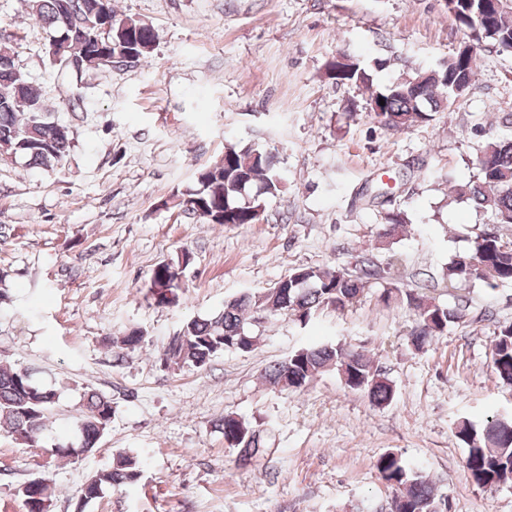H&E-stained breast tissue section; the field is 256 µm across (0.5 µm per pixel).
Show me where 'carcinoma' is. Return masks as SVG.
<instances>
[{"instance_id": "obj_1", "label": "carcinoma", "mask_w": 512, "mask_h": 512, "mask_svg": "<svg viewBox=\"0 0 512 512\" xmlns=\"http://www.w3.org/2000/svg\"><path fill=\"white\" fill-rule=\"evenodd\" d=\"M36 19L50 36L67 43L64 56H74L82 66L103 64L100 56L86 49L84 39L65 36L83 31L100 40L108 52L109 66L128 64L125 49L140 55L153 50L157 35L152 25L119 18L112 0H30ZM455 23L464 29L473 51H454L438 64L416 68L373 86L372 71L386 62L369 61L343 52L325 64V76L337 85L350 84L370 90L366 105L371 121L380 128L408 131L434 120L435 114L452 105L475 82L481 52H512V0H456ZM72 144L69 129L47 121L41 94L17 68L0 67V153L15 155L28 166L54 167L68 156ZM277 157L251 144L224 147V160L202 169L194 186L185 191L186 203L208 224H253L264 202L282 192L285 183L278 171ZM478 176L468 187L476 209L487 214L489 228L476 235L470 250L455 256L443 279L453 288L461 283H482L490 290L512 284V243L498 229L512 225V134L493 135L477 156ZM381 235L393 236L410 223L407 214L389 211L383 216ZM190 252L158 263L147 285L146 299L158 307L180 303L185 285L175 269L189 265ZM380 277L377 266L366 261L355 271L340 268L298 267L286 277L288 286L259 292H243L224 302V308L208 316L184 322L177 341L167 344L161 365L203 367L225 352L247 354L257 348L261 334L255 327L287 318L306 328L319 317L338 316L353 306L372 280ZM380 300L399 302L415 312L414 325L407 331L409 344L417 351L451 324L467 316V302L452 305L432 301L412 290L397 286L383 289ZM145 341V332L131 328L112 339L117 359L133 352ZM492 361L499 380L512 386V323H502L495 332ZM334 370L344 385L366 395L382 407L394 397L393 385L374 368L365 353L346 341H327L297 347L283 360L265 370L268 382L282 390L306 387L319 373ZM57 392L37 383L26 368L0 366V431L32 452L46 448V431ZM112 398L95 390L82 394L77 417V442L56 443L51 455L75 458L96 450L112 422ZM224 440L236 451L237 465L245 467L266 452L267 429L233 415L220 420ZM456 433L467 446L465 468L480 487L512 483V415L496 414L477 430L467 420L457 422ZM381 478L395 489L394 512H448V498L435 485L408 468L402 458L387 452L376 463ZM141 478L138 460L126 454L113 459L112 466L88 479L79 491L78 512L102 497L112 487L133 485ZM20 493L27 512H48L52 490L47 480H31Z\"/></svg>"}]
</instances>
